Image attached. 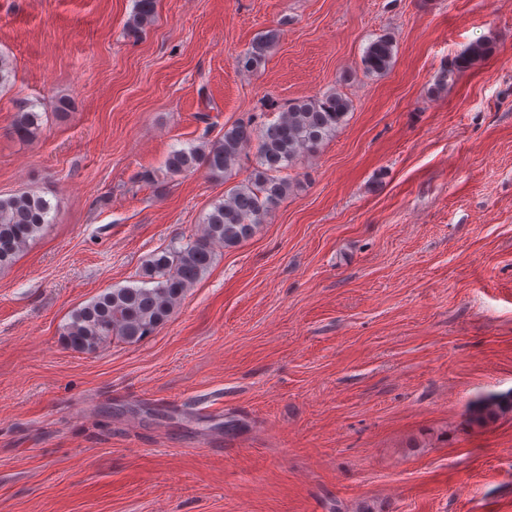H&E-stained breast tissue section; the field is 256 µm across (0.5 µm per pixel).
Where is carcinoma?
<instances>
[{"label": "carcinoma", "mask_w": 512, "mask_h": 512, "mask_svg": "<svg viewBox=\"0 0 512 512\" xmlns=\"http://www.w3.org/2000/svg\"><path fill=\"white\" fill-rule=\"evenodd\" d=\"M155 0H136L135 11L124 34L133 39L150 26ZM270 38L256 41L240 59L243 66L261 64ZM396 44L389 35L371 41L361 57L363 72L384 76L394 63ZM493 41L473 42L440 74L437 85L456 72L468 69L491 54ZM36 105L22 101L13 124L15 134L32 137L40 129ZM351 110V102L337 91L314 99L288 103L277 120L260 131L244 124L224 129L216 142L171 151L165 161L171 177L201 169L225 177L239 163L242 149L256 143L258 163L247 180L236 185L204 216V230L197 238L181 239L154 253L141 268L139 286L112 288L73 311L62 328L66 345L78 352H92L120 340L137 343L164 326L184 295L211 269L215 248L232 247L253 235L258 226L288 195L290 183L282 170L304 151H313L333 136ZM50 200L33 192L0 196V269L12 265L47 224L53 223ZM512 413V392L479 399L469 411L468 422L484 425Z\"/></svg>", "instance_id": "carcinoma-1"}]
</instances>
